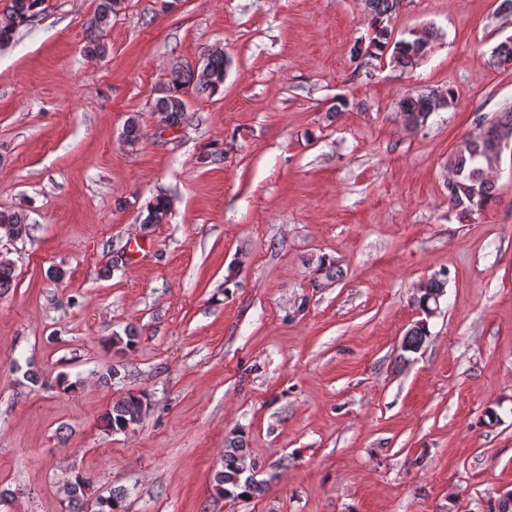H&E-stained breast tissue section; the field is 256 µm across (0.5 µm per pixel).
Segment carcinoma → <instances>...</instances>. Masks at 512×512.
I'll return each instance as SVG.
<instances>
[{
    "instance_id": "carcinoma-1",
    "label": "carcinoma",
    "mask_w": 512,
    "mask_h": 512,
    "mask_svg": "<svg viewBox=\"0 0 512 512\" xmlns=\"http://www.w3.org/2000/svg\"><path fill=\"white\" fill-rule=\"evenodd\" d=\"M121 0H96L93 15L88 20V52L102 58L108 48L98 39V33L107 27L112 15L118 11ZM364 11L370 17L371 36L367 46L356 45L352 49L353 60L359 67H368L374 60L389 58L390 64L403 70L411 69L420 62V55L430 49L435 41V33L430 28L410 33V38L394 39L392 20L399 0H361ZM44 0H9L0 13V45H6L14 38L17 29L34 20L42 11ZM206 67L195 70L190 63L177 62L171 68L166 82L160 86L154 103L153 113L157 120L170 127H177L191 119L187 108V95L195 93L211 96L224 85V71L227 60L221 48H212L204 53ZM491 64L497 68L512 66V42H503L495 48ZM452 92L440 93L435 90H420L402 97L398 111L405 117L409 127H417L432 113L451 106ZM144 133L139 115H130L123 126L122 138L131 148L140 144ZM512 140V107H505L494 120L490 121L475 136L463 138L448 157V204L464 222L486 209L496 196V185L491 172L501 166L503 149L501 142ZM171 209L170 200L156 196L146 207V215L141 224L149 228L162 224ZM29 218L24 212L0 213V232L10 240H22L29 235ZM15 268L13 262L0 255V294L13 286ZM448 273L441 272L420 282L415 303L419 310L426 309L427 299L432 293L445 290ZM429 336V318L422 316L419 322L409 328L403 338L401 350L415 353ZM148 411L145 393L129 391L112 403L102 418L105 430L121 433L140 424ZM247 442L237 427L232 428L224 440L222 469L213 478V490L219 497L231 499H251L261 497L267 490V481L247 479L243 471L246 464ZM90 487V480L82 474L73 475L65 485L70 502L79 506ZM124 490L112 492V496L99 502L101 512H123Z\"/></svg>"
}]
</instances>
